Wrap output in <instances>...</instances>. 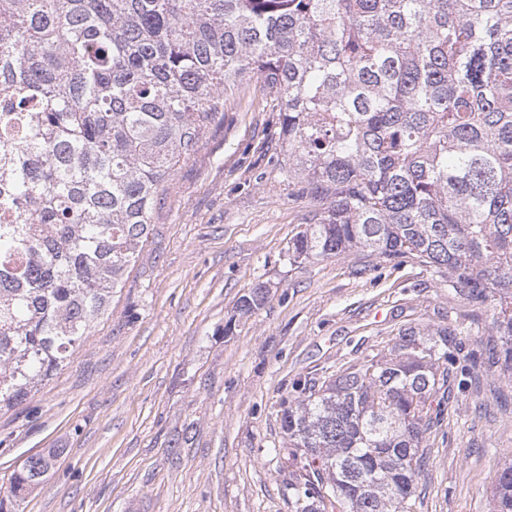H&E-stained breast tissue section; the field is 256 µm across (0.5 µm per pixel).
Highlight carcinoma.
I'll return each instance as SVG.
<instances>
[{"label": "carcinoma", "mask_w": 512, "mask_h": 512, "mask_svg": "<svg viewBox=\"0 0 512 512\" xmlns=\"http://www.w3.org/2000/svg\"><path fill=\"white\" fill-rule=\"evenodd\" d=\"M254 77L315 206L289 256H411L488 313L466 369L456 328L410 326L282 403L296 512H411L452 391L512 380V0H0V411L108 314L160 186ZM492 502L512 512V463Z\"/></svg>", "instance_id": "1"}]
</instances>
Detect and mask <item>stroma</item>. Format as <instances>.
I'll return each instance as SVG.
<instances>
[{"label":"stroma","instance_id":"1","mask_svg":"<svg viewBox=\"0 0 512 512\" xmlns=\"http://www.w3.org/2000/svg\"><path fill=\"white\" fill-rule=\"evenodd\" d=\"M273 102L243 85L159 190L153 231L111 315L71 363L0 412V486L62 454L11 512H295L280 409L298 379L390 347L409 325L470 323L445 275L415 258L290 260L310 206L277 161ZM265 285L250 315L240 297ZM458 394L426 439L412 512H492L512 412ZM58 456L59 450L57 448H50L44 453L29 457L11 475L9 486L11 497H19L25 492L40 486Z\"/></svg>","mask_w":512,"mask_h":512}]
</instances>
